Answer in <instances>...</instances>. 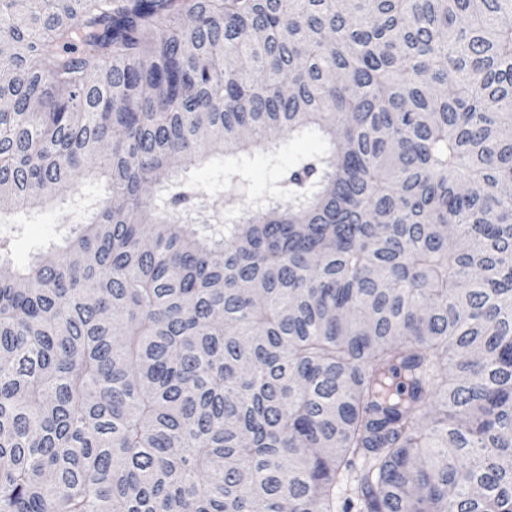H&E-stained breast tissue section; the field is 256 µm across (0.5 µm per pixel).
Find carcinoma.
I'll return each mask as SVG.
<instances>
[{"instance_id": "cac0c4a2", "label": "carcinoma", "mask_w": 512, "mask_h": 512, "mask_svg": "<svg viewBox=\"0 0 512 512\" xmlns=\"http://www.w3.org/2000/svg\"><path fill=\"white\" fill-rule=\"evenodd\" d=\"M0 101V217L107 189L0 235V512H512V0H0ZM320 149L321 144L315 138H288V135H285L281 139L280 152L273 161L263 153L255 152L245 161L249 172L244 184V196L237 195L235 190L225 186L224 165L235 163V158L228 154H224V162L221 165L217 166L215 162L207 167L191 170V180L199 197L205 200L210 211L212 207L221 213L225 209L233 211L273 196L278 191L279 180L296 158L315 155ZM101 181L98 176L84 175L72 187L73 203L58 205L53 202L19 213L12 233L9 259L14 267L24 268L33 257L50 244L60 243L70 227L81 221L83 210L76 205H87L99 199Z\"/></svg>"}]
</instances>
